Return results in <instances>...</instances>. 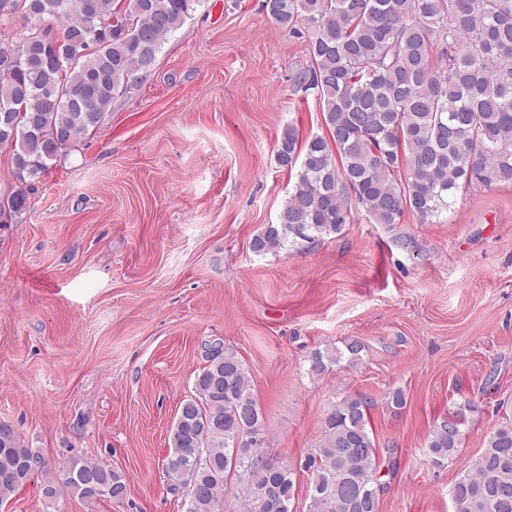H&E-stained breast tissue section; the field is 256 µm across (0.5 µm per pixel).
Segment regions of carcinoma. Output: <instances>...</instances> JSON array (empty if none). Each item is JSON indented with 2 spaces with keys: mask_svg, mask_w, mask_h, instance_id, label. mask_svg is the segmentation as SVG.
Instances as JSON below:
<instances>
[{
  "mask_svg": "<svg viewBox=\"0 0 512 512\" xmlns=\"http://www.w3.org/2000/svg\"><path fill=\"white\" fill-rule=\"evenodd\" d=\"M200 0H0V24L30 12L41 29L34 50L0 59V150L11 154L20 188L0 197V224H16L34 183L92 135L104 113L69 104L70 91L113 101L153 66L163 44ZM271 21L306 39L305 65L292 85L319 101L325 136L300 140L289 124L275 157L295 181L275 224L252 240L258 255L318 243L364 211L376 224L404 213L437 222L473 183L512 184V0H263ZM314 351L309 373L324 374L364 345ZM169 430V489L184 512H224L239 484L246 512H289L295 469L261 466L267 448L252 377L232 348L215 347L193 379ZM371 403L345 396L324 418L323 439L301 464L311 473L309 512H377L382 460L368 430ZM465 407L436 420L434 458L460 451ZM41 461L0 422V502L28 483ZM65 488L95 503L126 498L125 473L80 458L60 468ZM456 512H512V420L495 426L485 448L451 489Z\"/></svg>",
  "mask_w": 512,
  "mask_h": 512,
  "instance_id": "carcinoma-1",
  "label": "carcinoma"
}]
</instances>
